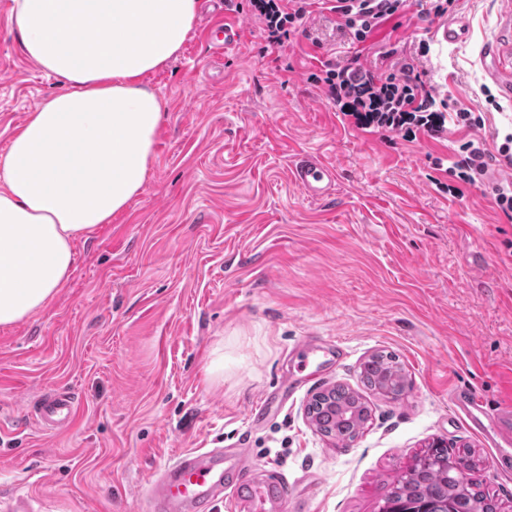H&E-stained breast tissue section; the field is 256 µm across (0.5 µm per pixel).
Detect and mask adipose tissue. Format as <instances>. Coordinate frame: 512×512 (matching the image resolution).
Returning a JSON list of instances; mask_svg holds the SVG:
<instances>
[{"mask_svg":"<svg viewBox=\"0 0 512 512\" xmlns=\"http://www.w3.org/2000/svg\"><path fill=\"white\" fill-rule=\"evenodd\" d=\"M197 0H13L26 55L67 88L0 155V326L46 307L73 245L143 189L162 120L145 75L178 54Z\"/></svg>","mask_w":512,"mask_h":512,"instance_id":"obj_1","label":"adipose tissue"}]
</instances>
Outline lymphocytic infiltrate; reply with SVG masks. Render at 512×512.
Here are the masks:
<instances>
[{"label":"lymphocytic infiltrate","instance_id":"f902f5d3","mask_svg":"<svg viewBox=\"0 0 512 512\" xmlns=\"http://www.w3.org/2000/svg\"><path fill=\"white\" fill-rule=\"evenodd\" d=\"M245 5L261 21L267 44L285 49L313 10L334 13L337 30L349 41L362 43L381 23L402 13L407 0H225L232 12ZM311 79L322 85L329 102L344 117L363 130L382 129L409 142L421 133L441 136L450 118L476 130L475 138L459 145L447 169L452 180L448 191L460 197L468 187L484 186L496 207L512 217V180L491 177L496 166L512 165V135L501 145L489 147L478 135L485 126L483 116L465 108L449 112L447 99L439 97L413 62L406 60L383 71L364 67L354 58L334 57L323 61Z\"/></svg>","mask_w":512,"mask_h":512}]
</instances>
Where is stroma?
Masks as SVG:
<instances>
[{"instance_id": "stroma-1", "label": "stroma", "mask_w": 512, "mask_h": 512, "mask_svg": "<svg viewBox=\"0 0 512 512\" xmlns=\"http://www.w3.org/2000/svg\"><path fill=\"white\" fill-rule=\"evenodd\" d=\"M466 34L408 8L371 37L417 58L451 108L482 114L486 139L512 134V0H455ZM213 57L192 26L145 85L163 112L142 192L74 244L65 286L44 309L0 328V512H146L149 481L178 455L246 448L251 474H280L300 506L378 512L428 443L479 460L475 479L512 512V460L455 415L476 387L512 400V219L477 188L454 197L435 159L470 131L407 142L343 121L309 76L348 44L314 12L288 52L250 11ZM430 51L417 57V33ZM64 87L29 59L0 9V153L30 112ZM336 167L335 194L309 199L289 164ZM391 352L409 387H364L361 364ZM360 392L371 417L339 442L312 425L317 392ZM65 387L75 423L48 434L30 404Z\"/></svg>"}]
</instances>
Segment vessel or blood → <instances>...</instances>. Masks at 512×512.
I'll return each mask as SVG.
<instances>
[{
    "label": "vessel or blood",
    "mask_w": 512,
    "mask_h": 512,
    "mask_svg": "<svg viewBox=\"0 0 512 512\" xmlns=\"http://www.w3.org/2000/svg\"><path fill=\"white\" fill-rule=\"evenodd\" d=\"M208 4V10L202 14L204 28L215 32L210 45L214 51L221 52L237 41L238 32L223 18V0H208ZM291 177L308 197L318 199L330 193L336 172L322 161L304 156L294 160ZM453 403L471 429L492 431L497 447H512V405L490 411L472 387L455 391ZM75 414V401L66 390L43 398L33 407L35 421L48 432L66 428ZM247 455L244 448L229 454L220 448L181 454L150 482L147 512H214L228 485L235 488L233 501L237 512H284L291 497L287 483L241 478L240 465Z\"/></svg>",
    "instance_id": "1"
}]
</instances>
